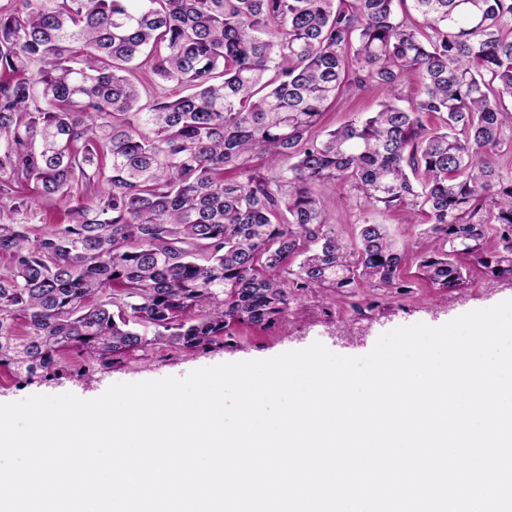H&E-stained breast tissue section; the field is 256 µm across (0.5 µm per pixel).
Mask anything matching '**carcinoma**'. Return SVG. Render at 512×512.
I'll list each match as a JSON object with an SVG mask.
<instances>
[{"label": "carcinoma", "mask_w": 512, "mask_h": 512, "mask_svg": "<svg viewBox=\"0 0 512 512\" xmlns=\"http://www.w3.org/2000/svg\"><path fill=\"white\" fill-rule=\"evenodd\" d=\"M13 2L0 9V196L32 182L14 211L54 197L71 220L0 224L1 370L54 375L70 353L108 370L159 343L193 353L235 323L286 317L309 289L405 287L383 225L336 237L317 194L328 182L369 212L424 214L419 268L437 287L466 283L460 253L512 276V170L498 162L512 0ZM139 62L189 93L141 104L127 77ZM369 86L387 92L377 110L312 137L336 96Z\"/></svg>", "instance_id": "carcinoma-1"}]
</instances>
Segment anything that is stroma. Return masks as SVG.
Instances as JSON below:
<instances>
[{
    "instance_id": "35a3bbf8",
    "label": "stroma",
    "mask_w": 512,
    "mask_h": 512,
    "mask_svg": "<svg viewBox=\"0 0 512 512\" xmlns=\"http://www.w3.org/2000/svg\"><path fill=\"white\" fill-rule=\"evenodd\" d=\"M385 96V91L376 86L340 96L335 106L322 116L315 136L323 137L326 130L336 128L355 113L373 111ZM318 195L329 209L337 237L347 243L354 242L362 222V201L332 183L319 187ZM407 218L403 211L375 217L405 258L402 271L405 289H378L364 283L352 296L309 291L291 302L286 320L265 327L232 325L231 338L192 354L157 344L144 351L127 353L111 370L104 372L87 371L83 360L72 353L64 371L54 375H0V403L17 402L38 394L63 393L89 400L115 383L183 377L198 368L268 359L317 341L338 355L363 356L373 349L382 333L394 328L415 323L436 327L469 311L512 299V279H487L473 270V262L466 256L460 262L471 268L472 273L462 288L447 293L432 286L418 267L416 231L409 226ZM64 219L62 203L52 198L41 199L27 213L13 212L11 201L0 198V223L31 224L45 229Z\"/></svg>"
}]
</instances>
